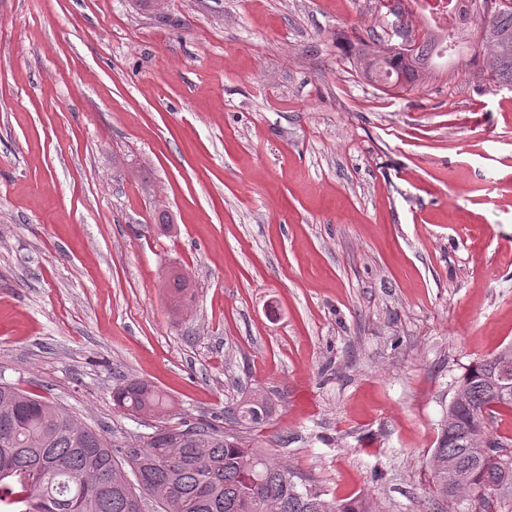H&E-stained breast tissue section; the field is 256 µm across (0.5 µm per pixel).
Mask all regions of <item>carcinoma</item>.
<instances>
[{
    "label": "carcinoma",
    "instance_id": "1",
    "mask_svg": "<svg viewBox=\"0 0 512 512\" xmlns=\"http://www.w3.org/2000/svg\"><path fill=\"white\" fill-rule=\"evenodd\" d=\"M452 43L464 54L484 52L474 76L487 90L512 88V0L488 16L481 7L474 29L426 31L404 52L358 39L362 73L385 88L403 89L436 72L435 47ZM512 360V344L470 365L448 405L430 458L438 497L469 502L470 512H499L512 500V470L490 453L464 446L458 434L512 411V391L492 386L494 360ZM115 404L147 414L158 425L118 448L48 398L0 382V512H369L357 499L336 500L313 484H298L266 449L244 444L242 430L260 424L271 405L261 389L224 411L230 425L205 419L167 423L173 402L153 385L128 379L113 388Z\"/></svg>",
    "mask_w": 512,
    "mask_h": 512
}]
</instances>
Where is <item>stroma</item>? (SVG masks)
Instances as JSON below:
<instances>
[{"label": "stroma", "instance_id": "1", "mask_svg": "<svg viewBox=\"0 0 512 512\" xmlns=\"http://www.w3.org/2000/svg\"><path fill=\"white\" fill-rule=\"evenodd\" d=\"M375 0H0V379L123 445L255 387L329 496L437 512L465 369L512 344V91L386 93ZM174 217L161 230L160 214ZM185 277L191 300L168 286Z\"/></svg>", "mask_w": 512, "mask_h": 512}]
</instances>
